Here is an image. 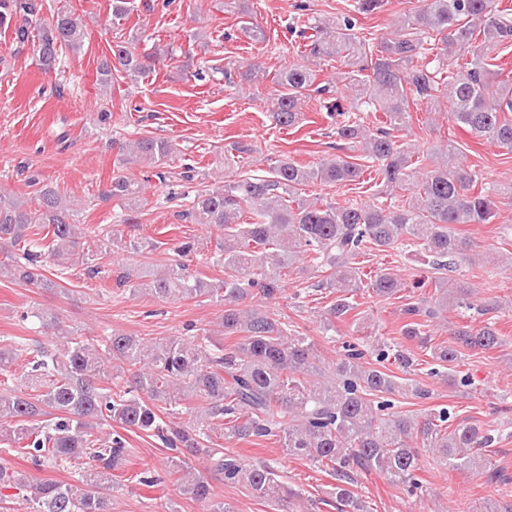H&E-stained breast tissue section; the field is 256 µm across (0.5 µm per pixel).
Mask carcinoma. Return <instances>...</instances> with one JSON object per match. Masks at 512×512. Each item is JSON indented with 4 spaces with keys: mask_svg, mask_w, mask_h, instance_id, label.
<instances>
[{
    "mask_svg": "<svg viewBox=\"0 0 512 512\" xmlns=\"http://www.w3.org/2000/svg\"><path fill=\"white\" fill-rule=\"evenodd\" d=\"M500 0H418L399 15L394 32L379 38L358 35V17L379 12L385 0H354L347 12L311 27L301 54L304 61L281 67L266 103L276 125L290 128L303 120L312 95L333 90L316 83L312 66L337 61L346 68V101L336 111L338 148L359 149L380 177L382 189L369 202L344 204L302 196L319 184L351 185L363 180L365 166L350 155H336L317 165L277 159L262 175L224 181L189 196L173 217L222 232L223 243L210 257L224 277L189 271L199 257L193 238L174 242L172 258L161 273L120 269L115 285L158 300L204 298L224 307L223 335L236 341L217 343L210 335L159 338L149 343L113 332L82 338L49 310L33 313L53 332L49 347L20 350L0 347V375L22 356L28 359L26 391L0 390V443L25 451L37 467L89 458L94 462L77 483L35 480L0 466V503L22 499L25 512H112V472L128 461L126 433L156 436L167 449L168 474L176 491L203 507V512H234L215 498L209 476L241 484L256 500L280 508L296 505L302 493L287 485L277 462H252L213 438L228 442L272 440L284 455L306 459L336 479L332 495L338 512H370L350 486L360 471H375L420 503L424 483L421 453L435 456L445 468L480 473L490 481L499 469L487 448L500 439L495 429L452 423L441 405L419 422L398 411L397 398L426 399L429 392L392 374L395 363L406 373L417 366L405 346L382 338L344 341L339 357L327 364L318 343L292 325L245 302L258 293L265 300L282 297L292 274H322L313 284L334 296L321 315L327 343L336 342V321L357 308L359 292L387 299L406 284L394 270L368 276L356 259L367 245L409 249L438 270L455 271L469 259L470 240L453 224H491L498 216L495 196L477 188L480 174L463 164H439L418 145L401 141L411 128L413 108L430 112L443 106L448 119L495 146L512 152V76L493 68L491 52L512 45V13ZM41 0H0V26L19 13L39 16ZM85 37L82 20L60 9L36 30L14 28V39L32 47L33 57L52 68L64 48L77 50ZM164 51L140 52L135 40L110 46L99 66L102 86L114 74L132 82L155 69ZM382 112L385 125H365L370 112ZM134 162L163 169L176 148L163 138L138 137L125 144ZM32 197L22 200L0 191V279L30 288L57 291L60 285L43 274L82 266L96 278L112 265V247L148 257L159 248L152 238L123 239L110 224H77L74 200L27 171ZM104 196L128 210L141 207L142 183L135 174L112 176ZM472 290L446 279L435 284L429 299L401 308L404 340L414 342L434 362L438 375L461 350H491L500 344L495 324L456 326L452 344H432L428 327L448 308L479 314L487 308L471 300ZM194 402L190 424L175 421L182 405ZM113 428L103 440L94 425ZM205 471H193L191 459ZM11 494H6V491Z\"/></svg>",
    "mask_w": 512,
    "mask_h": 512,
    "instance_id": "carcinoma-1",
    "label": "carcinoma"
}]
</instances>
